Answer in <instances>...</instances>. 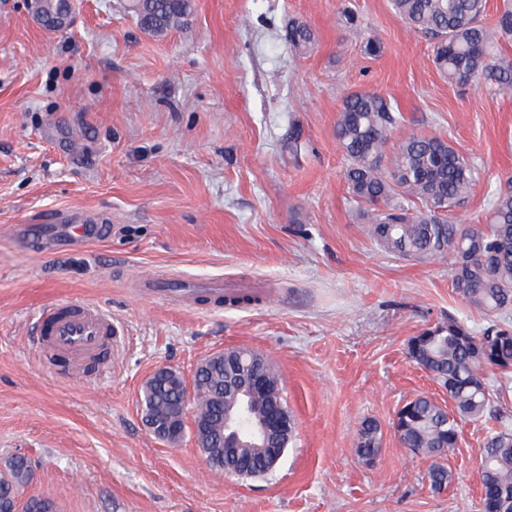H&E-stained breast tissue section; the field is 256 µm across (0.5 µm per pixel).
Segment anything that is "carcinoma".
<instances>
[{"label":"carcinoma","mask_w":512,"mask_h":512,"mask_svg":"<svg viewBox=\"0 0 512 512\" xmlns=\"http://www.w3.org/2000/svg\"><path fill=\"white\" fill-rule=\"evenodd\" d=\"M487 0H391L395 15L405 25L434 41V62L448 81L468 85L481 81L499 95L512 96V60L490 59L495 36L512 39V5L505 3L494 29L485 24ZM195 0H138L130 5L139 26L163 36L185 24L194 13ZM285 39L296 52L314 42L304 24L288 25ZM386 100L365 91L347 94L336 121V139L349 161L346 182L354 198L372 207L369 235L384 253L404 261L453 258L454 288L467 303L498 314L512 308V187L501 190L491 203L489 223L452 224L448 208L463 202L477 179V171L454 147L432 136H413L386 156L389 134L399 122ZM261 293L243 291L224 296V304L240 306L261 302ZM410 358L427 371L448 395L453 412L427 396H418L397 413L392 423L403 447L431 460L428 479L438 493L452 481L442 455L456 448L459 422L480 419L493 412V393L485 370L512 371V327L490 320L479 334L455 317L410 339ZM270 399L259 402L261 412L271 401L287 406L278 396L281 383L264 363ZM194 407L211 425L202 451L209 466L233 472V461L219 459L224 431V410L214 397L224 389V365L198 366L194 372ZM182 376L171 372L153 375L142 391L144 412L157 422L176 423L180 412L177 388ZM380 425L360 423L357 455L368 460L379 453ZM484 512H512V432L490 435L480 458ZM32 478L29 460L11 457L0 473V500L19 496ZM24 512H56L54 501L31 496Z\"/></svg>","instance_id":"cac0c4a2"}]
</instances>
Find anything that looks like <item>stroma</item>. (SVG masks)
I'll return each mask as SVG.
<instances>
[{
  "label": "stroma",
  "instance_id": "1",
  "mask_svg": "<svg viewBox=\"0 0 512 512\" xmlns=\"http://www.w3.org/2000/svg\"><path fill=\"white\" fill-rule=\"evenodd\" d=\"M291 20L313 29L310 51L286 44ZM351 91L400 113L389 149L433 134L474 164L449 217L484 222L512 181V98L449 84L389 0H195L187 25L157 37L121 0H78L63 32L36 24L27 0H0V468L31 460L24 495L58 512H483L495 421L461 423L439 494L392 422L413 398L448 401L410 339L451 316L477 333L488 316L453 288L450 259L405 262L368 236L335 135ZM51 212L100 215L99 241L57 227L51 248L21 247L12 227ZM143 275L265 297L187 306L145 293ZM71 301L126 329L100 378L58 370L36 345L38 311ZM235 347L272 363L297 423L264 478L210 470L191 437L159 440L140 411L156 370L188 379ZM365 418L383 434L370 465L355 452Z\"/></svg>",
  "mask_w": 512,
  "mask_h": 512
}]
</instances>
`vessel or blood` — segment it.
<instances>
[{"label": "vessel or blood", "instance_id": "obj_1", "mask_svg": "<svg viewBox=\"0 0 512 512\" xmlns=\"http://www.w3.org/2000/svg\"><path fill=\"white\" fill-rule=\"evenodd\" d=\"M147 290L163 299L192 301V289L170 281H150ZM39 349L55 356L61 366L85 374L97 372L103 364L108 337L122 330L111 315L88 303L55 304L45 308L38 319Z\"/></svg>", "mask_w": 512, "mask_h": 512}]
</instances>
